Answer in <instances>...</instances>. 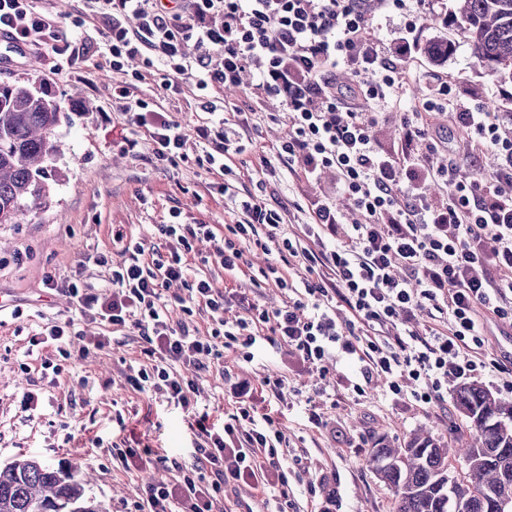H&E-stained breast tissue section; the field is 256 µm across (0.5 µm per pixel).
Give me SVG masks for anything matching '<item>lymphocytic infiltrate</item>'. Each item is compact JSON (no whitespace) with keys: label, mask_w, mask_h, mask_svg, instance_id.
<instances>
[{"label":"lymphocytic infiltrate","mask_w":512,"mask_h":512,"mask_svg":"<svg viewBox=\"0 0 512 512\" xmlns=\"http://www.w3.org/2000/svg\"><path fill=\"white\" fill-rule=\"evenodd\" d=\"M83 2L109 25L113 73L142 56L161 65L162 88L177 93L188 82L200 90L235 86L246 70L258 69L251 98L277 102L288 118V138L274 156L302 157L310 183L318 171L333 170L347 201L341 207L332 196L316 195L298 235L288 232L280 208L239 196L227 182L221 190L232 221L223 236L209 224L162 225L168 261L142 262L143 243L115 230L133 260L113 271L112 296L46 276L44 287L68 294L82 313L141 329L154 364L139 376L154 393L189 405L197 391L189 371L204 370L241 339L287 345L304 364L349 359L363 379L385 377L395 394L404 381L419 382L413 397L426 405L444 401L449 382L484 376L486 326L512 324V113L488 111L439 85L417 111L401 113L405 142L423 150L397 158L377 143L376 113L355 111L336 83L337 68L346 67L357 96L396 106L409 76L407 49L388 54L370 31L372 14L390 9L412 18L423 0H180L175 13L163 0ZM131 16L137 28L127 26ZM67 20L38 0H0V39L9 52L45 44L66 61L78 59ZM115 95L133 125L150 129L156 159L186 157L198 142L206 162L223 171L227 158L246 149L237 124L200 125L187 135L129 85L117 86ZM441 110L459 131L464 154L500 156L492 172L464 176L456 162L435 166L440 145L427 119ZM201 240L215 242L216 263L231 273L246 244L276 243L278 258L262 275L285 290L284 306L268 311L251 303L246 317L227 320L225 293L185 261ZM315 268L318 280L303 277ZM177 281L189 302L205 309L209 335L171 326L166 292ZM271 427L253 402L230 413L220 433L196 420L193 473L148 485L139 512H212L215 492L240 485L275 502V512H290L294 502Z\"/></svg>","instance_id":"lymphocytic-infiltrate-1"}]
</instances>
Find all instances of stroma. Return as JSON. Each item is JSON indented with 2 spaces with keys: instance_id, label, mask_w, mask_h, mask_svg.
<instances>
[{
  "instance_id": "obj_1",
  "label": "stroma",
  "mask_w": 512,
  "mask_h": 512,
  "mask_svg": "<svg viewBox=\"0 0 512 512\" xmlns=\"http://www.w3.org/2000/svg\"><path fill=\"white\" fill-rule=\"evenodd\" d=\"M451 6V0H427L417 22L418 48L407 63L412 79L402 90V108L379 118L377 136L388 153L399 156L405 150L399 111H413L437 81L512 113V75L484 70L462 31L448 23ZM82 20L78 33L89 51L76 64L52 57L45 48L0 62V84L29 78L55 93L65 112L55 129L63 148L56 164L66 174L53 186L48 203L33 208L26 220L0 224V293L11 301L0 314V463L34 456L69 466L88 477V494L107 512H136L145 474L172 483L195 464V417L207 416L220 429L226 412L253 399L264 402L282 434L283 468L301 512H393L392 492L372 472L374 440L396 444L419 429L448 442L468 433L470 422L454 398L428 406L414 400V382L395 395L379 377L357 393L350 382L357 379L358 367L350 361L320 368L297 363L284 346L238 345L225 352L223 365L199 372L198 390L185 408L130 384V376L149 364L139 329L88 320L75 301L44 288L45 276L52 273L111 294L113 268L130 261L123 244L112 239L113 226H122L145 249L162 253L160 225L175 219L210 224L220 235L229 220L222 197L212 191L224 175L208 167L202 148H192L184 159L156 160L147 131L113 108L105 26L89 13ZM446 40L454 47L450 55L434 62L424 54L426 45ZM138 88L150 108L166 112L185 133L216 119L201 110L195 86L170 95L149 78ZM74 91L91 103L92 112L71 111L68 96ZM215 97L237 105L235 120L249 123L250 145L233 160L240 195L257 194L288 208L303 203L301 160L278 159L274 173L261 171V154L288 135L285 119L251 120L252 102L241 88L218 90ZM132 139L137 142L133 148L128 145ZM213 251V242H198L188 261L193 269H207L215 288L242 290L268 309L281 306L282 289L259 275L277 252L246 247L243 274L230 276L217 265H202ZM65 320L71 321L73 335L66 355L51 346L29 350L30 336ZM91 336L110 337V347L88 344ZM278 377L285 381L279 397L265 384ZM315 412L320 421L312 420ZM146 446L167 455V462L146 459L141 466L123 468L120 451Z\"/></svg>"
}]
</instances>
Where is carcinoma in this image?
Segmentation results:
<instances>
[{
    "label": "carcinoma",
    "instance_id": "cac0c4a2",
    "mask_svg": "<svg viewBox=\"0 0 512 512\" xmlns=\"http://www.w3.org/2000/svg\"><path fill=\"white\" fill-rule=\"evenodd\" d=\"M449 17L468 36L478 63L512 72V0H453ZM61 120L53 93L28 79L0 85V224H18L49 200L63 177L53 137ZM471 422L449 445L419 430L400 446L372 449L376 478L394 494V512H512V401L477 382L455 391ZM0 512H106L68 468L36 457L0 465Z\"/></svg>",
    "mask_w": 512,
    "mask_h": 512
}]
</instances>
